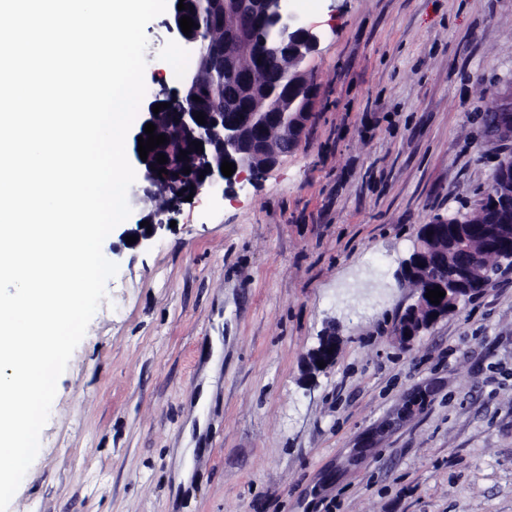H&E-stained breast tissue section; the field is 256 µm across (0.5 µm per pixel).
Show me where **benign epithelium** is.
Returning a JSON list of instances; mask_svg holds the SVG:
<instances>
[{
    "mask_svg": "<svg viewBox=\"0 0 512 512\" xmlns=\"http://www.w3.org/2000/svg\"><path fill=\"white\" fill-rule=\"evenodd\" d=\"M287 0H184L185 9L173 8L170 24L177 32H182L180 19L183 16L194 17L190 7L205 4L209 8L211 18L217 25L224 28V41L218 46L209 45L210 37L205 35L204 28H192L187 36H182L185 44L196 53V69H206L219 80L237 81L243 76L233 49L241 42L256 36L246 19L259 20L262 26H271L282 36L281 47L277 49L280 56L296 57L301 63L319 44V36L311 29L300 25L288 14L285 8ZM289 86L286 87L280 103L271 107L257 97L245 99L242 104L243 121L223 124L218 121L212 99L205 96L199 89L195 77L188 78L182 89L167 91L165 89L148 96L146 112L142 113L136 136L148 138L144 132L145 124L156 126L154 134L166 135L167 142L149 151L147 160L139 161L144 171L146 195L161 189L168 197V205L143 217L149 226L139 227L129 232L138 237L136 244L150 241L158 230L171 222L170 214L176 212L189 194H199L204 188H233L243 172L248 171L254 176L275 166L279 159L297 146L305 124L310 116V108L303 103L313 99L310 82L303 72L288 73ZM199 97L200 101L193 100ZM169 103L178 108L170 113L171 121L168 128H163L159 116L153 113V105ZM205 115L206 124H199L194 114ZM487 133L491 136L512 139V96L503 99L499 109L492 113L487 123ZM201 143V150H196L191 142ZM187 151L194 157V165L189 174H184L187 167L186 159L180 151ZM163 153L167 163H157V155ZM228 161L235 164V172L226 177L221 172V165ZM168 170V174L158 175L160 169ZM204 179H199V175ZM483 213L487 223L491 224L493 236L502 243L512 242V193H490L489 199L483 203ZM439 232L433 236L418 233L413 252L401 267V275L414 272L413 261L426 252H439L438 242L448 240V219L440 220ZM417 299L406 308L405 317L397 326L396 335L408 343L420 332L434 322L456 311L461 302L469 298L471 288L466 270L456 266V275L450 280H440L434 276L432 266L424 264L415 277ZM440 287L445 296L440 303H430L425 293ZM337 337L333 334L319 338L318 345L312 349L308 365L310 372H319L317 362H324L329 367L335 359L333 351L337 349Z\"/></svg>",
    "mask_w": 512,
    "mask_h": 512,
    "instance_id": "7a95c632",
    "label": "benign epithelium"
}]
</instances>
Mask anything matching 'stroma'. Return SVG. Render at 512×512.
Wrapping results in <instances>:
<instances>
[{
    "label": "stroma",
    "mask_w": 512,
    "mask_h": 512,
    "mask_svg": "<svg viewBox=\"0 0 512 512\" xmlns=\"http://www.w3.org/2000/svg\"><path fill=\"white\" fill-rule=\"evenodd\" d=\"M320 37L296 149L229 194L202 190L149 245L128 189L117 264L57 382L7 512H512V267L411 344L394 331L421 225L472 213L512 140V0H289ZM146 28L147 88L195 54ZM334 364L307 376L320 336ZM224 339L188 486L177 454ZM487 133L495 137L512 139V90L510 97L506 96L499 109L490 115Z\"/></svg>",
    "instance_id": "stroma-1"
}]
</instances>
